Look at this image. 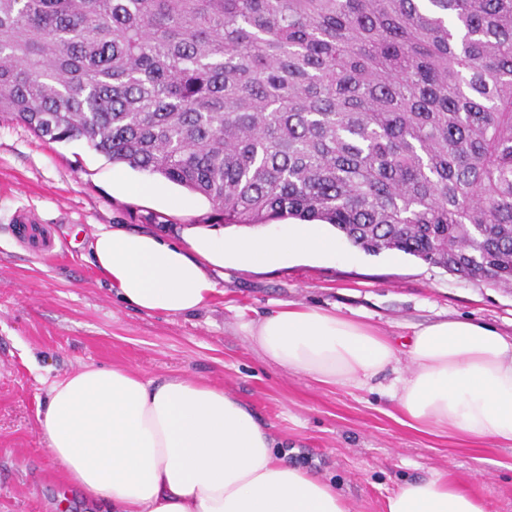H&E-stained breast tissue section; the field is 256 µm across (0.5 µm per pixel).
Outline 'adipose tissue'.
<instances>
[{
	"instance_id": "ef3b65f1",
	"label": "adipose tissue",
	"mask_w": 512,
	"mask_h": 512,
	"mask_svg": "<svg viewBox=\"0 0 512 512\" xmlns=\"http://www.w3.org/2000/svg\"><path fill=\"white\" fill-rule=\"evenodd\" d=\"M336 253L335 232L317 224L234 240L193 227L179 244L103 227L92 263L125 305L179 315L208 306L225 262L275 269ZM242 328L269 361L325 385L362 390L394 372L388 396L404 427L512 447V336L486 324L417 326L404 351L366 322L292 303ZM37 419L67 484L111 512H352L334 483L285 463L268 428L235 397L182 374L150 379L87 365L51 384ZM387 512L485 510L439 474L401 485Z\"/></svg>"
}]
</instances>
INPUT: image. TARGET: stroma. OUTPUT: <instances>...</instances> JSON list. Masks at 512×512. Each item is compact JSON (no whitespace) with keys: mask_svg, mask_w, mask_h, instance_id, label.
Wrapping results in <instances>:
<instances>
[{"mask_svg":"<svg viewBox=\"0 0 512 512\" xmlns=\"http://www.w3.org/2000/svg\"><path fill=\"white\" fill-rule=\"evenodd\" d=\"M144 172L110 163L85 140L47 142L0 119V512H60L65 482L37 410L52 382L86 365L148 378L186 374L251 410L280 442L279 456L336 484L353 512H385L404 482L435 473L512 512V449L399 425L378 391L323 386L268 361L243 321L281 303L362 316L401 341L413 326L471 318L512 335V288L458 279L413 256L372 255L339 241L336 260L292 258L271 269L225 265L199 311L145 313L120 303L91 263L98 226L149 230L177 243L191 226H222L203 197L179 202L114 192L113 178Z\"/></svg>","mask_w":512,"mask_h":512,"instance_id":"stroma-1","label":"stroma"}]
</instances>
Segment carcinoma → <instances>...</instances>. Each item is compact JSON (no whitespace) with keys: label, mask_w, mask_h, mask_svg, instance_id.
<instances>
[{"label":"carcinoma","mask_w":512,"mask_h":512,"mask_svg":"<svg viewBox=\"0 0 512 512\" xmlns=\"http://www.w3.org/2000/svg\"><path fill=\"white\" fill-rule=\"evenodd\" d=\"M0 115L512 288V0H0Z\"/></svg>","instance_id":"1"}]
</instances>
